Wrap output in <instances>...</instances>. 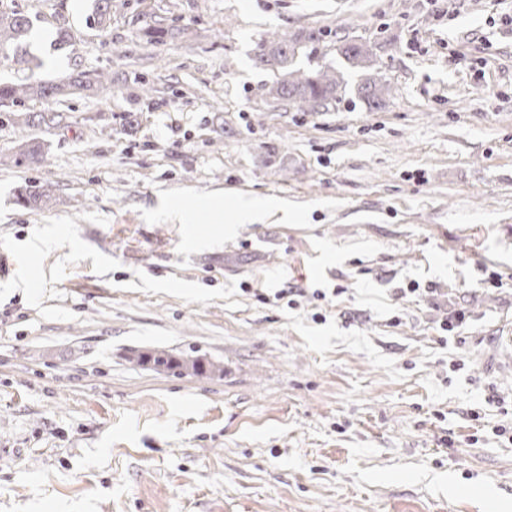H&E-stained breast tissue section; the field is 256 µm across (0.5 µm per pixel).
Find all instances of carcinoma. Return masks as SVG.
Listing matches in <instances>:
<instances>
[{
  "label": "carcinoma",
  "mask_w": 512,
  "mask_h": 512,
  "mask_svg": "<svg viewBox=\"0 0 512 512\" xmlns=\"http://www.w3.org/2000/svg\"><path fill=\"white\" fill-rule=\"evenodd\" d=\"M94 2V22L104 30L112 21L111 0ZM30 27L27 16L14 10L0 9V52L12 50L16 57L26 53L24 44ZM141 31L150 42L158 45L180 35V31L166 26L160 20L145 23ZM300 43L301 38L297 35L275 33L257 44L254 63L260 68L275 67L282 71L281 78L269 90L273 98L288 102L299 112H319L339 100L338 90L343 87L344 79L341 73L330 67L306 72L292 68ZM339 52L354 68L362 70L372 66L370 51L363 43L344 41L339 46ZM112 83V73L108 71L96 74L81 72L60 82L0 83V112L8 114L10 120L17 125L45 130L61 128L65 126V117L51 105L41 112H21L17 107L27 100H52L57 103L77 95L105 98L112 93ZM390 93L389 84L380 77L368 76L357 86L358 96L367 101L372 109L379 108ZM14 163L37 168L45 166L47 158L41 142L34 139L20 144L14 154ZM56 186V182L30 181L20 189L18 204L26 209H47L53 205ZM136 361L151 365L155 371L177 376L185 373L199 376L206 373L202 363L180 360L165 350L139 353Z\"/></svg>",
  "instance_id": "obj_1"
}]
</instances>
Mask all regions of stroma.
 I'll use <instances>...</instances> for the list:
<instances>
[{
  "mask_svg": "<svg viewBox=\"0 0 512 512\" xmlns=\"http://www.w3.org/2000/svg\"><path fill=\"white\" fill-rule=\"evenodd\" d=\"M92 4L11 0L76 39L0 56L1 82L116 81L62 129L0 119V512H512V0H112L103 32ZM149 15L180 36L147 43ZM283 31L343 72L328 109L270 95L253 49ZM33 134L49 166L12 163ZM240 193L301 219L225 235ZM341 56L354 68L367 69L372 66L370 51L363 43L344 41L339 46ZM357 94L360 98L368 102L370 108L377 109L385 101V96H389L391 88L389 84L380 77H365L362 83L357 86ZM56 186L57 182L29 181L19 191L18 204L26 209H48L53 205ZM136 361L145 365H151L152 369L158 372H167L172 375L191 373L192 375H203L206 373L205 366L196 360H180L165 350H156L151 353H138Z\"/></svg>",
  "mask_w": 512,
  "mask_h": 512,
  "instance_id": "1",
  "label": "stroma"
}]
</instances>
